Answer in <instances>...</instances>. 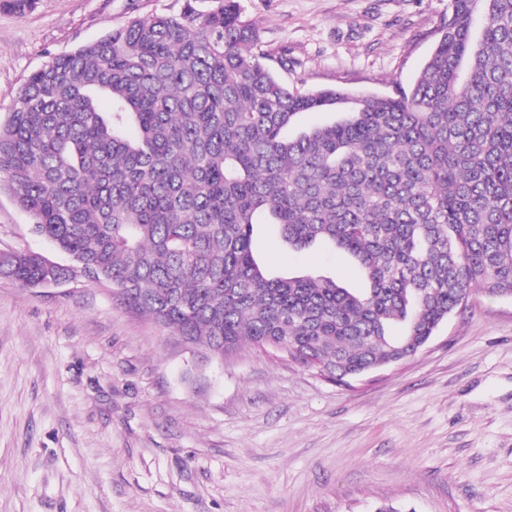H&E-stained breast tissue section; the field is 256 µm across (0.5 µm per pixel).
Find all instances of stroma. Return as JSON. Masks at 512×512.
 <instances>
[{
	"instance_id": "1",
	"label": "stroma",
	"mask_w": 512,
	"mask_h": 512,
	"mask_svg": "<svg viewBox=\"0 0 512 512\" xmlns=\"http://www.w3.org/2000/svg\"><path fill=\"white\" fill-rule=\"evenodd\" d=\"M301 92L409 88L448 0H239ZM184 0L0 8V121L55 56ZM274 276L364 287L322 244L259 235ZM70 258L0 193V253ZM512 512V298L470 295L414 356L338 384L273 349L205 358L77 276L0 275V512Z\"/></svg>"
}]
</instances>
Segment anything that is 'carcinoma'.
Instances as JSON below:
<instances>
[{
  "label": "carcinoma",
  "instance_id": "carcinoma-1",
  "mask_svg": "<svg viewBox=\"0 0 512 512\" xmlns=\"http://www.w3.org/2000/svg\"><path fill=\"white\" fill-rule=\"evenodd\" d=\"M195 2L19 88L0 190L34 232L210 357L248 341L337 383L415 355L474 291L512 297V0H450L410 90L358 97L289 89L238 0ZM259 224L296 249L331 244L367 288L269 276ZM9 276L37 286L45 269L18 253Z\"/></svg>",
  "mask_w": 512,
  "mask_h": 512
}]
</instances>
